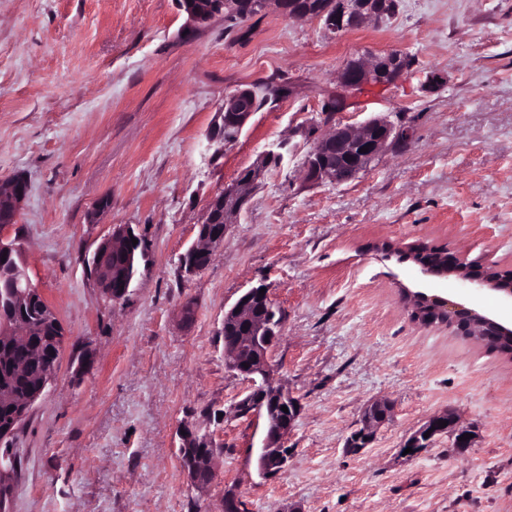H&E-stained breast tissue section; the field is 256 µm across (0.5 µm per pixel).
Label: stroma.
<instances>
[{
  "instance_id": "1",
  "label": "stroma",
  "mask_w": 512,
  "mask_h": 512,
  "mask_svg": "<svg viewBox=\"0 0 512 512\" xmlns=\"http://www.w3.org/2000/svg\"><path fill=\"white\" fill-rule=\"evenodd\" d=\"M386 51L411 58L407 74L334 119L385 113L412 141L347 184L308 183L302 162L340 69ZM269 79L295 94L214 156L206 132L224 94ZM282 141V165L187 276L180 257L210 194ZM16 175L28 195L10 235L67 339L54 380L0 440L19 462L8 512H224L228 486L246 512H512V359L413 322L403 289L471 299L376 249L443 246L512 270V0H399L340 36L273 7L193 28L177 0H0V179ZM105 196L111 209L91 221ZM116 224L148 250L112 303L83 258ZM260 284L283 313L279 378L302 404L288 467L271 478L256 470L262 421L233 413L249 385L224 352L225 310ZM380 398L392 420L346 454ZM449 408L473 446L443 435L405 457L406 437ZM185 427L218 448L203 494L181 466Z\"/></svg>"
}]
</instances>
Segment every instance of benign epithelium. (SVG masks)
<instances>
[{
  "label": "benign epithelium",
  "instance_id": "obj_1",
  "mask_svg": "<svg viewBox=\"0 0 512 512\" xmlns=\"http://www.w3.org/2000/svg\"><path fill=\"white\" fill-rule=\"evenodd\" d=\"M180 9L192 25H203L216 17L230 22H245L252 13L266 11L275 4L283 15L290 19L317 21L336 34L357 29L360 26L385 19L386 0H336V10L332 13L305 12L300 8V0H178ZM409 67V58L399 52L374 55L369 60L353 59L339 72L336 102L326 100L325 110L338 106L343 110L349 98L371 87H385L398 81ZM252 89H238L224 94V99L207 134L216 151L234 144L254 114L251 106ZM413 137L409 126H397L385 116L372 117L359 125L336 126L327 134L317 137L308 150L303 168L306 178L315 184L329 183L342 185L354 180L368 170L383 154L396 150ZM368 147V152L361 148ZM284 155L280 151L267 150L260 153L255 162L242 170L233 182L215 191L205 206L204 219L199 224L198 240L190 247L182 259V267L188 274L199 271L196 259L211 258L213 252L224 244L231 226L245 209L253 190L258 185L263 172L282 163ZM28 193V183L20 177L0 179V266L8 268L9 281L0 289V339L12 342H26L32 335L33 324L26 318L11 313L18 302L28 300L37 292L22 261L18 248L8 235L9 228L17 223L21 203ZM138 238L133 228L126 224H115L112 233L104 238L86 258V267L100 292L114 303L121 301L133 283V274L128 266L117 267L112 258L119 255L133 258L141 244H133ZM468 263L457 255H450L447 267L430 268L428 274L436 277L453 276L463 292L472 297L495 293L512 302V282L506 286L499 281H490L484 276L470 275L465 271ZM261 287L245 291L235 304L224 313V328L241 325L245 330L224 341V351L228 356L229 367L254 385V388L236 402L235 410L240 415L255 416L263 420L264 436L258 456V469L263 474H277L286 469L289 448L286 440L295 427L300 409L292 392L276 379L277 367L272 361V349L280 334L281 325L260 315L259 305H273L270 291L260 293ZM429 304L442 311L451 326L463 322L473 325L470 335L483 338L482 327L493 333L512 336V327L480 313L474 308L465 307L449 297L422 292L414 296L412 311L419 305ZM56 364H51L39 385L28 392L15 404L10 425L0 431V436L12 434L29 413L34 403L44 394L47 385L55 376ZM287 407L288 411L281 410ZM393 405L388 400L376 399L368 402L350 435L345 448L357 453L368 447L375 439L378 430L390 420ZM447 426L438 427V421ZM429 437H424V434ZM467 430L460 427L458 415L448 409L429 417L417 430L409 435L404 447L413 451L428 447L438 435L449 434L456 437L457 448H469L473 440H459ZM183 468L190 484L199 491L207 490L213 483L215 473L212 459L216 449L209 447L207 438L187 433L179 448ZM15 459L9 449L0 452V512L7 496L6 478L13 472Z\"/></svg>",
  "mask_w": 512,
  "mask_h": 512
}]
</instances>
